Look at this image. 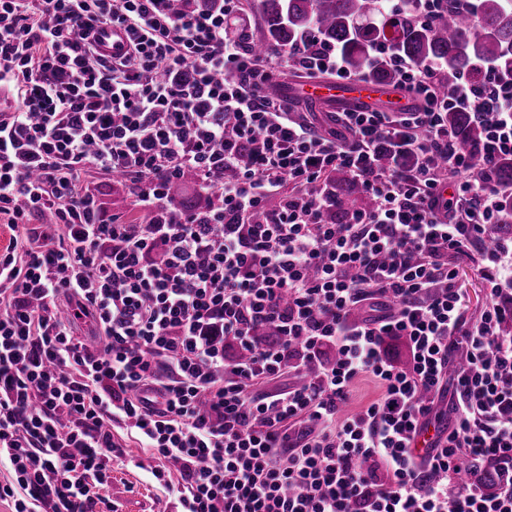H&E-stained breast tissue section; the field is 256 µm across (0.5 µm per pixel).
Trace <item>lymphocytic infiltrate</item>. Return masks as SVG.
I'll use <instances>...</instances> for the list:
<instances>
[{
	"instance_id": "f902f5d3",
	"label": "lymphocytic infiltrate",
	"mask_w": 512,
	"mask_h": 512,
	"mask_svg": "<svg viewBox=\"0 0 512 512\" xmlns=\"http://www.w3.org/2000/svg\"><path fill=\"white\" fill-rule=\"evenodd\" d=\"M172 2L0 0V502L92 512L119 426L157 482L178 473L179 512H512V239L481 241L512 197L486 175L512 158V75L446 91L440 63L394 56L415 105L322 135L266 88L286 66L350 78L335 47L260 59L228 26L242 0ZM109 26L123 60L94 47ZM91 167L141 221L105 212ZM340 169L371 207L337 203ZM474 250L490 300L469 319L448 257ZM365 376L380 394L349 409ZM448 129L456 135L459 147L468 155L472 163L481 168L484 166L480 152V129L461 112L449 110Z\"/></svg>"
}]
</instances>
